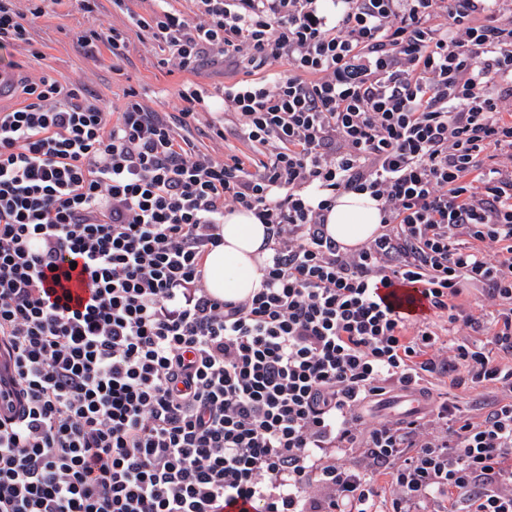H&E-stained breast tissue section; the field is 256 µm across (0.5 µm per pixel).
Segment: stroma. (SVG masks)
I'll use <instances>...</instances> for the list:
<instances>
[{"label": "stroma", "instance_id": "35a3bbf8", "mask_svg": "<svg viewBox=\"0 0 512 512\" xmlns=\"http://www.w3.org/2000/svg\"><path fill=\"white\" fill-rule=\"evenodd\" d=\"M157 7L156 0H98L99 17L127 31L131 63L123 74H113L107 49H99L96 58L92 59L74 43V32L86 23L74 0H49L44 16L35 21L32 45L0 50V65H13L21 81L47 73L65 85H85L116 110L124 105L126 93L131 89L137 91L140 101L151 109L171 112L177 106L173 92L178 84L192 82L213 91L242 79L260 78V71L242 56L228 60L216 56L202 62L192 72L158 68L159 48L141 41L136 28L128 24L129 13L145 15ZM233 119L232 113L218 107L202 112L199 131L194 135L197 148L218 158L227 154H236L246 160L256 158L257 146L233 138L224 141L214 137L211 124L227 125Z\"/></svg>", "mask_w": 512, "mask_h": 512}]
</instances>
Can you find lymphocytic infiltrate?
Instances as JSON below:
<instances>
[{"label": "lymphocytic infiltrate", "instance_id": "1", "mask_svg": "<svg viewBox=\"0 0 512 512\" xmlns=\"http://www.w3.org/2000/svg\"><path fill=\"white\" fill-rule=\"evenodd\" d=\"M0 0V49L30 44L43 0ZM89 18L77 41L126 33ZM130 15L160 66L247 56L287 74L218 91L230 132L270 147L248 169L196 150L207 90L120 111L49 76L0 108V512H512V23L487 0H196ZM322 191L312 201L309 189ZM382 204V232L347 251L325 229L337 194ZM267 224L261 286H204L225 207ZM79 272L71 306L46 283ZM421 284L428 316L381 291ZM479 285L488 311L462 299ZM457 339L440 346L431 316ZM481 341H471V334ZM492 389L479 418L432 400L434 377ZM431 399L366 423L392 391ZM364 451L348 468L333 443Z\"/></svg>", "mask_w": 512, "mask_h": 512}]
</instances>
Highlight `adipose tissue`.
<instances>
[{
	"label": "adipose tissue",
	"instance_id": "1",
	"mask_svg": "<svg viewBox=\"0 0 512 512\" xmlns=\"http://www.w3.org/2000/svg\"><path fill=\"white\" fill-rule=\"evenodd\" d=\"M381 204L366 193H344L326 216L328 234L349 249H357L381 231ZM223 243L203 258L204 285L219 298L243 300L261 281L260 268L269 254L267 227L248 211L225 213L220 226Z\"/></svg>",
	"mask_w": 512,
	"mask_h": 512
}]
</instances>
